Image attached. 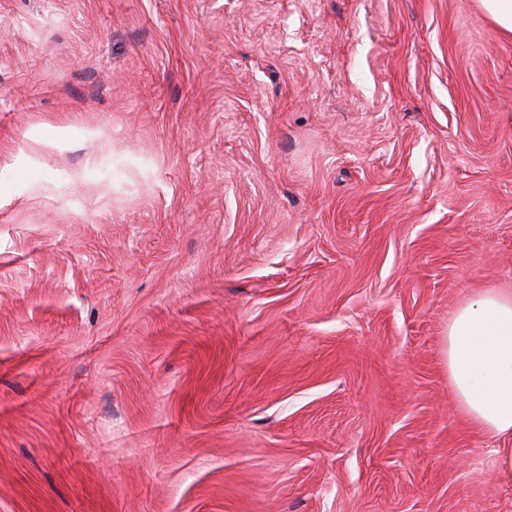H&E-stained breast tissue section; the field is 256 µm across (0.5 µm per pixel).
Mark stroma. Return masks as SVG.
Wrapping results in <instances>:
<instances>
[{"label":"stroma","mask_w":512,"mask_h":512,"mask_svg":"<svg viewBox=\"0 0 512 512\" xmlns=\"http://www.w3.org/2000/svg\"><path fill=\"white\" fill-rule=\"evenodd\" d=\"M0 171V512H512L444 353L512 289L476 0H0Z\"/></svg>","instance_id":"1"}]
</instances>
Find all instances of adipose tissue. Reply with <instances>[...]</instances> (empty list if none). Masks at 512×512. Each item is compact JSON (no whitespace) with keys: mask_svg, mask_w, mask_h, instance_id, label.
Instances as JSON below:
<instances>
[{"mask_svg":"<svg viewBox=\"0 0 512 512\" xmlns=\"http://www.w3.org/2000/svg\"><path fill=\"white\" fill-rule=\"evenodd\" d=\"M445 356L471 422L492 436L512 437V291L489 288L459 308Z\"/></svg>","mask_w":512,"mask_h":512,"instance_id":"obj_1","label":"adipose tissue"}]
</instances>
